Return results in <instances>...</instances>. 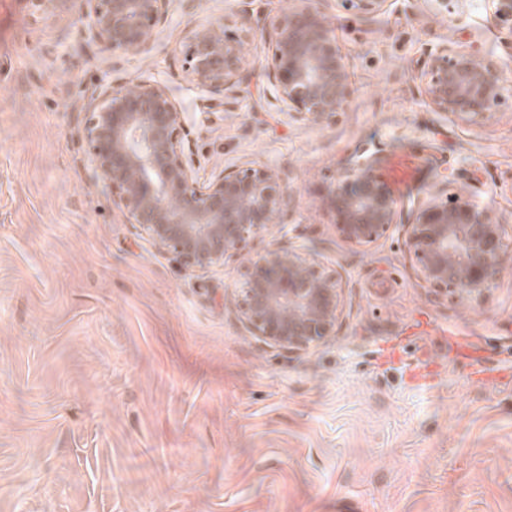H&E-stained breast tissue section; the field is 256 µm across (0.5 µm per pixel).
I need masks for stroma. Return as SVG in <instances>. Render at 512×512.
Returning <instances> with one entry per match:
<instances>
[{"instance_id": "1", "label": "stroma", "mask_w": 512, "mask_h": 512, "mask_svg": "<svg viewBox=\"0 0 512 512\" xmlns=\"http://www.w3.org/2000/svg\"><path fill=\"white\" fill-rule=\"evenodd\" d=\"M294 0H173L148 51L90 41L80 0H19L0 40V512H512V260L481 302L426 288L405 246L411 211L453 195L512 230V97L475 125L427 104L426 51L473 49L512 72L485 0L445 15L385 0L324 12L353 94L329 124L271 105L268 34ZM251 17L249 82L224 108L186 72L191 27ZM165 86L199 176L249 161L292 189L284 240L341 273L345 311L326 345L258 343L230 294L241 266L182 268L113 202L87 161L81 110L101 85ZM380 178L415 179L395 223L346 243L322 197L363 148ZM442 362L432 386L404 365Z\"/></svg>"}]
</instances>
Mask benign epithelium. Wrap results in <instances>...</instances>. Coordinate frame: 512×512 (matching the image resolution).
<instances>
[{
	"mask_svg": "<svg viewBox=\"0 0 512 512\" xmlns=\"http://www.w3.org/2000/svg\"><path fill=\"white\" fill-rule=\"evenodd\" d=\"M172 0H84L93 38L114 52L146 50L165 23ZM319 0H297L272 24V99L296 122L324 125L352 94L345 57ZM490 17L512 38V0H487ZM197 25L187 33L190 80L212 93L248 80L244 45L251 31L245 13ZM417 78L434 109L466 124L492 117L512 94V78L462 49L442 46L427 54ZM82 111L83 132L96 178L115 192V205L142 227L155 246L186 268L207 271L240 256L257 238L281 230L291 193L281 171L269 165L224 167L207 181L200 161L188 156L181 112L167 89L147 80L93 91ZM375 153L361 155L322 198L346 242L378 239L395 221V202L377 174ZM405 244L426 287L478 302L508 259L504 225L461 197L429 201L402 225ZM234 304L248 332L288 354L305 353L336 335L344 314L342 275L290 244H269L241 261Z\"/></svg>",
	"mask_w": 512,
	"mask_h": 512,
	"instance_id": "benign-epithelium-1",
	"label": "benign epithelium"
}]
</instances>
